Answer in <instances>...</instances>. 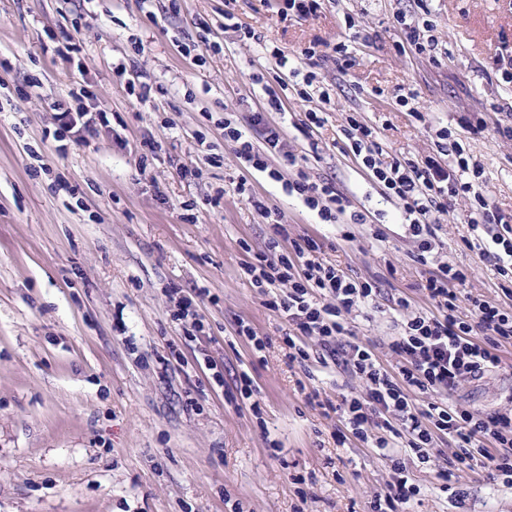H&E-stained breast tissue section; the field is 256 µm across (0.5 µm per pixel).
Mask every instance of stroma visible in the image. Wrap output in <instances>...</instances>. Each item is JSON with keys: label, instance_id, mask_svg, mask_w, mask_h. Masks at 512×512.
<instances>
[{"label": "stroma", "instance_id": "1", "mask_svg": "<svg viewBox=\"0 0 512 512\" xmlns=\"http://www.w3.org/2000/svg\"><path fill=\"white\" fill-rule=\"evenodd\" d=\"M278 8L0 0V512H371L385 487L389 471L373 448L341 440L327 408L361 393L362 381L324 358L312 336L310 359L287 364L288 325L243 271L272 226L236 191L243 169L221 123L228 112L247 123L266 88L285 89L270 120L304 169L335 182L366 221L321 223L266 174L250 181L291 237L314 238L320 259L375 284L376 305L358 312L354 340L394 367L392 300L430 310L419 288L428 268L415 261L395 206L347 153L343 129L360 113L384 152L421 160L434 154L437 130L451 128L464 158L481 166L489 204L512 214V139L496 132L512 125V82L494 63L512 60V0H427L439 40L430 55L398 46L395 17H420L417 0H323L306 18H281ZM228 11L255 40L225 28ZM341 41L354 56L343 73L333 52ZM73 44L78 53L62 60ZM192 44L203 62L183 55ZM310 46L316 56H303ZM275 47L290 70L270 65ZM311 71L329 103L297 97ZM138 78L151 87L142 102L126 90ZM33 79L41 88L31 97ZM78 84L85 109L104 119L68 135L61 153L50 104ZM309 107L324 118L315 134L301 126ZM479 116L487 127L472 131ZM147 133L159 148L141 166L135 152ZM470 206L460 196L440 216L439 255L466 273L461 295L510 307L494 262L466 245ZM173 287L185 296L207 289L203 331L188 336L172 322ZM241 319L268 338L263 352L236 335ZM501 357L482 381L459 384L457 406L512 409V344ZM244 373L260 390L261 416L228 398ZM453 453L442 436L431 464L408 461L421 493L399 512H512V488L477 466L449 469Z\"/></svg>", "mask_w": 512, "mask_h": 512}]
</instances>
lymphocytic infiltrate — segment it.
<instances>
[{"label":"lymphocytic infiltrate","instance_id":"1","mask_svg":"<svg viewBox=\"0 0 512 512\" xmlns=\"http://www.w3.org/2000/svg\"><path fill=\"white\" fill-rule=\"evenodd\" d=\"M86 88L70 91V105L52 103L58 127L56 139L95 125L92 113L80 107ZM266 113L252 115L256 136H249L233 119L224 121V139L234 144L246 174L257 171L281 183L287 195L299 197L325 224H362L365 216L351 210L350 202L333 182L312 178L295 154L284 148V131L269 121ZM344 135L348 150L360 160L398 205L408 232L418 244L416 259L433 263L434 271L420 288L432 309L414 310L408 297L394 300L401 317L399 332L389 348L399 363L389 369L367 347L354 343L343 347L351 335L352 315L362 306L375 305L377 290L371 282L348 278L334 265L316 261L318 243L309 237L289 239L284 224L273 226L267 252L257 254L248 268L256 287L270 289L269 309L279 312L288 323L289 362L307 361L309 354L301 338L317 337L329 355H340L343 365L362 380V395L343 396L333 411L347 434L376 448L389 469L390 479L371 502L372 512H398L421 492L408 468L395 452V440L405 437L406 445L420 463H431L436 437H448L455 445L457 463L479 464L493 480L512 487V411L461 408L447 402L460 380H479L500 368L503 344L512 343V311L482 297L460 296L455 286L466 279L452 262L435 265L437 256L432 232L448 203L468 197L471 207L467 222L472 231L467 245L481 255L494 256L500 277L499 288L512 298V216L490 206L477 182L480 170L470 169L457 145L449 144L447 129H439L438 153L424 160L385 157L376 142V131L349 115ZM279 155L280 167L269 165ZM447 156L440 164L439 156ZM289 240L288 253H279L281 240ZM277 258H270V251ZM278 284L287 285L286 294L275 293Z\"/></svg>","mask_w":512,"mask_h":512}]
</instances>
